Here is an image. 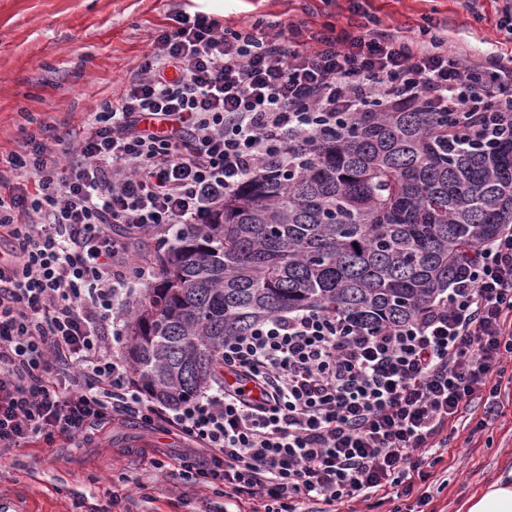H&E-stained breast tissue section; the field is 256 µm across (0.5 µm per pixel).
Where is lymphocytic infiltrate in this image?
<instances>
[{"instance_id":"lymphocytic-infiltrate-1","label":"lymphocytic infiltrate","mask_w":512,"mask_h":512,"mask_svg":"<svg viewBox=\"0 0 512 512\" xmlns=\"http://www.w3.org/2000/svg\"><path fill=\"white\" fill-rule=\"evenodd\" d=\"M372 105L456 113L471 143L512 141V66L449 52L437 24L413 37L358 9L342 26L272 33L186 15L81 136L29 134L0 173V448L136 419L189 441L181 472L251 512L428 505L449 425L476 401L480 430L504 408L512 228L409 321L373 329L310 307L227 337L223 382L177 407L120 353L119 312L157 275L129 260L139 238L172 245L247 176L294 169Z\"/></svg>"}]
</instances>
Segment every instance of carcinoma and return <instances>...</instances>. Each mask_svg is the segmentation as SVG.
<instances>
[{
    "label": "carcinoma",
    "instance_id": "obj_1",
    "mask_svg": "<svg viewBox=\"0 0 512 512\" xmlns=\"http://www.w3.org/2000/svg\"><path fill=\"white\" fill-rule=\"evenodd\" d=\"M448 112H357L297 171L248 178L154 255L127 323L132 374L179 404L224 381V338L307 307L377 328L409 320L512 224V142L463 148Z\"/></svg>",
    "mask_w": 512,
    "mask_h": 512
}]
</instances>
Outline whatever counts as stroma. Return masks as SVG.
<instances>
[{
    "label": "stroma",
    "instance_id": "35a3bbf8",
    "mask_svg": "<svg viewBox=\"0 0 512 512\" xmlns=\"http://www.w3.org/2000/svg\"><path fill=\"white\" fill-rule=\"evenodd\" d=\"M355 0H0V158L18 151L39 123L77 125L120 91L159 29L197 12L239 28L258 19L281 26L346 22ZM383 25L408 33L435 21L449 50L497 48L512 59L505 23L512 0H367ZM460 418L435 468L445 488L424 512H464L468 499L512 470V404L478 434ZM184 443L140 421L96 434L90 448L36 443L0 451V497L23 512H210L213 489L178 474Z\"/></svg>",
    "mask_w": 512,
    "mask_h": 512
}]
</instances>
